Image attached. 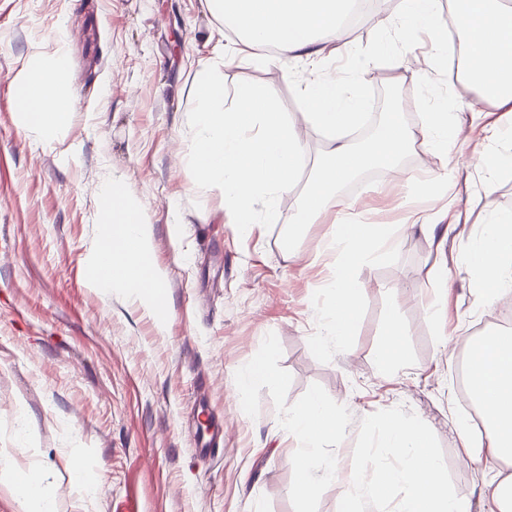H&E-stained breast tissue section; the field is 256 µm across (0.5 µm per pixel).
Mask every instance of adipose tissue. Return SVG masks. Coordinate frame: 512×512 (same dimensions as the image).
I'll return each mask as SVG.
<instances>
[{"mask_svg":"<svg viewBox=\"0 0 512 512\" xmlns=\"http://www.w3.org/2000/svg\"><path fill=\"white\" fill-rule=\"evenodd\" d=\"M211 14L240 38L251 59H266L267 47L277 58L316 60L323 57L356 0H206ZM462 43L465 75L482 99L512 112V5L506 0H448ZM22 127L53 137L69 126L73 114L70 76L64 55L35 63L12 81ZM105 208L100 236L92 252L93 265L107 264L106 276L96 288L134 295L154 312L164 303L166 275L150 260L153 251L149 224L144 221L122 181L104 190ZM391 234L385 224L340 223L327 243L341 264L333 286L337 306L323 313L329 334L349 335L360 297L353 287V263L374 259L376 248ZM462 264L477 271L485 285L481 297L492 304L512 290V215L489 225L484 236L462 256ZM468 380L477 395L476 408L484 422L485 440L478 451L509 464L493 481L495 512H512V332H496L471 346ZM336 419L321 396L315 395L288 420L290 433L308 439L335 435ZM388 441L404 449L399 466L382 470L371 493L399 487L400 512H470L469 503L450 495L442 466L424 438L407 429L389 430ZM41 470H22L9 492L28 512H54Z\"/></svg>","mask_w":512,"mask_h":512,"instance_id":"obj_1","label":"adipose tissue"}]
</instances>
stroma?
Masks as SVG:
<instances>
[{
    "mask_svg": "<svg viewBox=\"0 0 512 512\" xmlns=\"http://www.w3.org/2000/svg\"><path fill=\"white\" fill-rule=\"evenodd\" d=\"M399 4L369 0L344 41L367 45L380 9ZM237 41L205 0H0V469H42L57 512H396L399 490L376 500L356 488L397 464L385 433L408 426L424 431L448 492L487 512L500 465L467 451L483 433L460 395V362L471 338L512 330V292L479 305L478 280L458 259L512 213V171L492 178L472 163L512 146L471 116L512 120L448 77L459 107L443 184L444 159L423 146L416 78L396 63L366 68L374 88L399 84L414 143L393 175L341 196L351 217L390 225L392 237L354 267L361 306L339 342L321 320L336 301L325 244L337 208L289 252L281 235L299 189L280 196L272 227L241 234L189 172V88L208 66L230 87L269 86L301 118L289 60L245 59ZM60 53L74 110L47 139L21 127L11 81L30 57ZM115 177L150 224L152 260L166 274L161 325L135 297L101 295L91 279L102 188ZM448 187L468 222L445 238L413 227L412 214L439 209ZM393 322L400 350L386 374L379 350ZM256 361L265 379L242 387L241 369ZM314 394L335 412L339 437L290 435L292 411ZM205 415L224 424L210 457L194 445ZM329 463L343 484L323 480Z\"/></svg>",
    "mask_w": 512,
    "mask_h": 512,
    "instance_id": "35a3bbf8",
    "label": "stroma"
}]
</instances>
